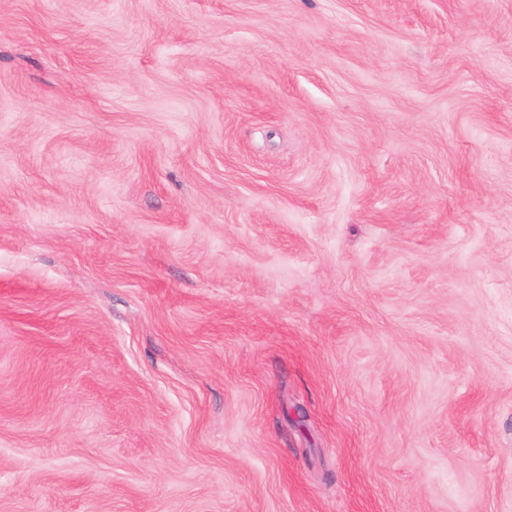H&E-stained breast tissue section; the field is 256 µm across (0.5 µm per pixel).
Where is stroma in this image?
<instances>
[{
    "mask_svg": "<svg viewBox=\"0 0 512 512\" xmlns=\"http://www.w3.org/2000/svg\"><path fill=\"white\" fill-rule=\"evenodd\" d=\"M0 512H512V0H0Z\"/></svg>",
    "mask_w": 512,
    "mask_h": 512,
    "instance_id": "stroma-1",
    "label": "stroma"
}]
</instances>
